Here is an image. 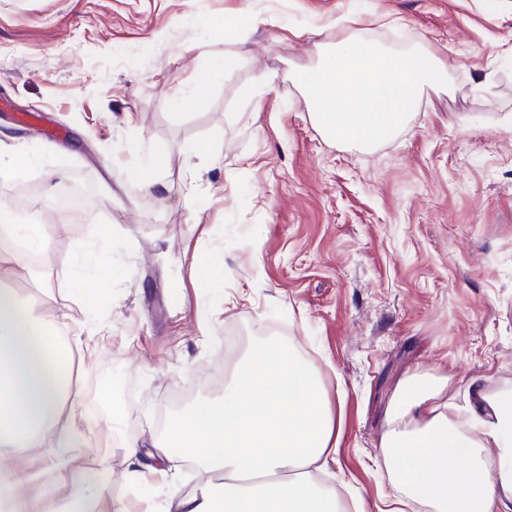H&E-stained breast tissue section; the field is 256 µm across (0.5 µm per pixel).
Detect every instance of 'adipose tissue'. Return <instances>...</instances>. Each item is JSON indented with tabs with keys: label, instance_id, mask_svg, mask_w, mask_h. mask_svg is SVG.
Masks as SVG:
<instances>
[{
	"label": "adipose tissue",
	"instance_id": "ef3b65f1",
	"mask_svg": "<svg viewBox=\"0 0 512 512\" xmlns=\"http://www.w3.org/2000/svg\"><path fill=\"white\" fill-rule=\"evenodd\" d=\"M448 69L423 46L397 52L340 24L300 80L311 117L328 137L371 149L397 135L426 90L455 93ZM50 246L47 225L0 226V271L28 267ZM32 309L0 288V512H42L20 488L39 482L48 495L53 482L17 469L15 460L48 444L56 449L53 472L79 483L56 512H128L111 495L106 457L92 455L77 432L82 393L70 342ZM339 426L307 358L279 344L259 349L235 366L221 400L174 417L159 447L222 478L187 495L169 491L154 512H347L335 488L317 479L329 467ZM375 460L430 512H512V390L474 378L459 396L445 376L409 380ZM89 461L97 478L86 483Z\"/></svg>",
	"mask_w": 512,
	"mask_h": 512
}]
</instances>
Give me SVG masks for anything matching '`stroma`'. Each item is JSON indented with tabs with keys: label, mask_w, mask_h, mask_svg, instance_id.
Segmentation results:
<instances>
[{
	"label": "stroma",
	"mask_w": 512,
	"mask_h": 512,
	"mask_svg": "<svg viewBox=\"0 0 512 512\" xmlns=\"http://www.w3.org/2000/svg\"><path fill=\"white\" fill-rule=\"evenodd\" d=\"M344 16L366 40L423 45L457 86L426 91L370 150L326 138L297 80L311 29L330 38ZM200 72L210 81L175 108ZM18 151L33 162L0 181V211L45 220L54 246L0 284L60 329L103 328L93 357L73 354L77 428L131 512L210 474L176 458L172 485L145 487L126 445L151 461L168 421L268 343L317 366L343 417L322 479L366 512L389 507L371 458L408 379L512 389V0H0V159ZM154 152L170 155L159 198L128 177ZM80 179L86 206L59 222ZM107 228L95 287L75 288L62 258ZM201 256L223 260L219 283L197 280ZM116 406L124 420L102 424Z\"/></svg>",
	"instance_id": "1"
}]
</instances>
